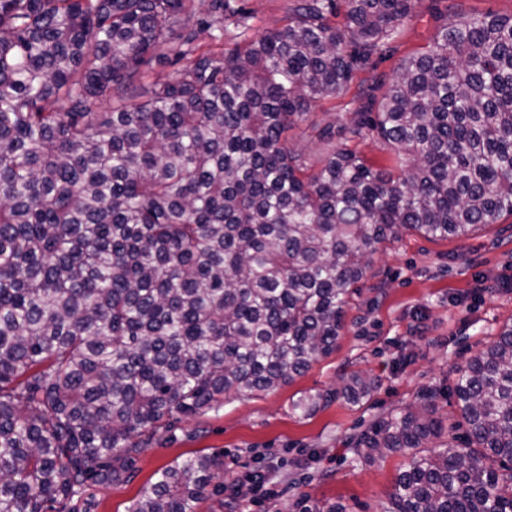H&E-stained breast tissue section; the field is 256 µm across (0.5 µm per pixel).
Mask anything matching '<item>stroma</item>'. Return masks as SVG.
<instances>
[{
	"label": "stroma",
	"mask_w": 512,
	"mask_h": 512,
	"mask_svg": "<svg viewBox=\"0 0 512 512\" xmlns=\"http://www.w3.org/2000/svg\"><path fill=\"white\" fill-rule=\"evenodd\" d=\"M230 2L249 13L254 36L280 26L294 0ZM445 3L420 0L403 26L400 55L432 41ZM510 320L512 217L462 239L403 234L374 255L332 354L273 391L230 396L217 409L181 418L142 449L124 482L91 488L92 507L75 500L71 512H128L159 470L198 455L224 461L198 512H298L302 500L317 512L337 503L348 512H386L409 457L397 453L364 464L355 459L353 439L387 413L422 404L432 390L446 425L457 422L446 387ZM353 373L375 381L370 396L357 403L337 398L307 417L292 411L302 393L333 389ZM253 473L267 476L272 496L240 503L231 479Z\"/></svg>",
	"instance_id": "35a3bbf8"
}]
</instances>
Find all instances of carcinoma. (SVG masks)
<instances>
[{
  "label": "carcinoma",
  "mask_w": 512,
  "mask_h": 512,
  "mask_svg": "<svg viewBox=\"0 0 512 512\" xmlns=\"http://www.w3.org/2000/svg\"><path fill=\"white\" fill-rule=\"evenodd\" d=\"M418 3L296 0L250 37L229 0H0V512H66L179 418L306 372L403 232L512 216V13L448 4L389 78ZM166 51L177 69L144 82ZM361 73L347 124L302 131L326 151L291 147ZM370 135L399 173L351 148ZM374 388L352 375L291 407ZM450 394L463 440L433 392L355 456L411 454L389 512H512V322ZM223 469L167 466L129 512H197Z\"/></svg>",
  "instance_id": "obj_1"
}]
</instances>
